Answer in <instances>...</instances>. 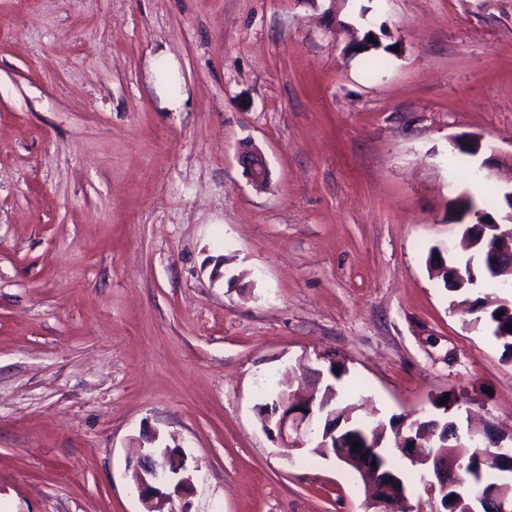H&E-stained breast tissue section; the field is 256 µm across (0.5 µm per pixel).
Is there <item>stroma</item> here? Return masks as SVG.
I'll list each match as a JSON object with an SVG mask.
<instances>
[{"label":"stroma","mask_w":512,"mask_h":512,"mask_svg":"<svg viewBox=\"0 0 512 512\" xmlns=\"http://www.w3.org/2000/svg\"><path fill=\"white\" fill-rule=\"evenodd\" d=\"M326 7L0 0V512H143L153 432L199 464L190 512H366L263 426L269 381L334 362L378 418L451 392L512 430V358L428 265L465 263L451 203L512 155V0ZM246 176L253 186L262 188L269 179V168L263 153L255 147L243 150L239 155Z\"/></svg>","instance_id":"1"}]
</instances>
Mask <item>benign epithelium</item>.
<instances>
[{"label":"benign epithelium","mask_w":512,"mask_h":512,"mask_svg":"<svg viewBox=\"0 0 512 512\" xmlns=\"http://www.w3.org/2000/svg\"><path fill=\"white\" fill-rule=\"evenodd\" d=\"M239 162L253 186L261 188L266 185L269 168L260 150L255 147L243 150ZM483 228L491 229L496 240V245L481 257L485 269L491 273L501 267L500 254H512V206L501 219L493 218L483 222ZM449 270L457 288L476 282V271L470 261L462 269L451 266ZM334 416L336 412L326 411L324 405L301 388L282 390L272 403L264 406L266 430L276 433L281 447L290 451L332 447L336 442L338 427H327L325 422ZM348 433L358 443V448L341 452V462L360 470L370 505L377 508V512H397L396 505L407 501V488L400 473L385 468L383 455L379 451L380 445L366 430L350 427ZM419 435L429 440L434 451L423 447V442L412 434L398 437L397 444L408 460L432 467L431 477L423 478L428 502L437 504L432 512H448L450 504L462 509V512H475V502L487 505L491 512H512V500L498 498L490 505L486 495L480 491L472 492L468 499L454 494L459 482L448 477V473L457 471L458 449L480 448L490 440L498 452L479 455L477 464H497L505 469L512 466V454L506 452L504 437L491 428L470 429L462 436L457 429L449 433L442 431L436 423L420 428ZM451 439L455 440V444H449ZM157 440L156 435L146 438L149 447L137 461L136 485L145 512H173L171 509L165 510V506L173 503L176 498H186L190 493V484L181 477L190 466L189 457L178 445L155 446Z\"/></svg>","instance_id":"7a95c632"}]
</instances>
